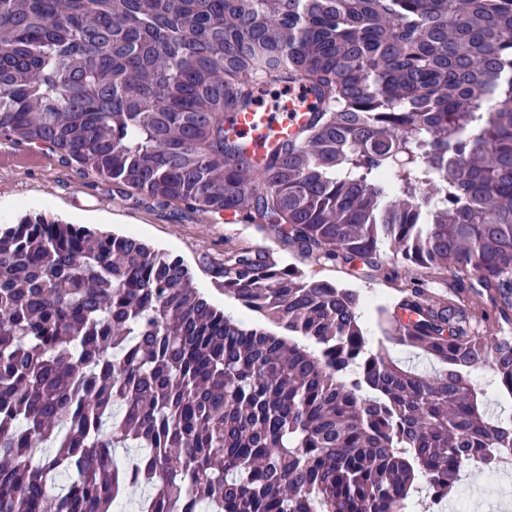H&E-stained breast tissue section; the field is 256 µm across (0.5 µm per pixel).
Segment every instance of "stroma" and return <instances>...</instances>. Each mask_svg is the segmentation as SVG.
Wrapping results in <instances>:
<instances>
[{"instance_id":"1","label":"stroma","mask_w":512,"mask_h":512,"mask_svg":"<svg viewBox=\"0 0 512 512\" xmlns=\"http://www.w3.org/2000/svg\"><path fill=\"white\" fill-rule=\"evenodd\" d=\"M4 199L12 205L0 209V225L14 223L29 211L43 213L103 231L131 233L180 257L191 271L193 287L227 311L235 304L225 297L212 264L223 259L229 246L268 238L256 225L227 224L211 213L177 202L162 205L119 188L48 148L0 139V201ZM271 241L275 255L285 263L311 278L356 289L372 301L395 302L406 284L404 268L385 253L373 267L359 262L318 264L296 246L278 238ZM463 482L468 493L460 503L462 512H491L504 504L512 488V478L480 465L468 468Z\"/></svg>"}]
</instances>
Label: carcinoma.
<instances>
[{
	"mask_svg": "<svg viewBox=\"0 0 512 512\" xmlns=\"http://www.w3.org/2000/svg\"><path fill=\"white\" fill-rule=\"evenodd\" d=\"M291 83L313 118L257 163L236 118ZM0 137L512 320V0H0ZM215 274L259 322L133 234L0 226V512H407L512 448L470 378L512 398V336L472 310L412 280L373 344L352 288L247 247ZM442 288L446 289L448 301L454 304H463L471 295V284L469 279H457L451 273H444L442 281H437Z\"/></svg>",
	"mask_w": 512,
	"mask_h": 512,
	"instance_id": "obj_1",
	"label": "carcinoma"
}]
</instances>
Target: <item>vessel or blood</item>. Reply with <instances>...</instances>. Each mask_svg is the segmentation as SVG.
<instances>
[{"mask_svg": "<svg viewBox=\"0 0 512 512\" xmlns=\"http://www.w3.org/2000/svg\"><path fill=\"white\" fill-rule=\"evenodd\" d=\"M311 103L302 88H289L284 112H272L260 105L239 113L233 132L245 140L249 151L264 155L311 121Z\"/></svg>", "mask_w": 512, "mask_h": 512, "instance_id": "obj_1", "label": "vessel or blood"}]
</instances>
